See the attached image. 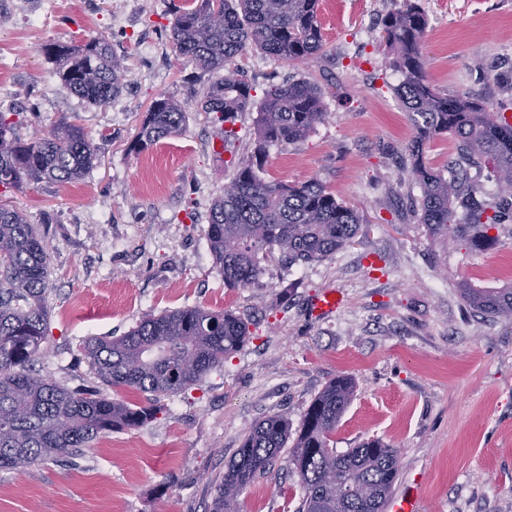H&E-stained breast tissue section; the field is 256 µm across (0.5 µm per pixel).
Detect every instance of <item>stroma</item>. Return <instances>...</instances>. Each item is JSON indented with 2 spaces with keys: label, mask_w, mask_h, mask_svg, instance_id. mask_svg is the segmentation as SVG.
Masks as SVG:
<instances>
[{
  "label": "stroma",
  "mask_w": 512,
  "mask_h": 512,
  "mask_svg": "<svg viewBox=\"0 0 512 512\" xmlns=\"http://www.w3.org/2000/svg\"><path fill=\"white\" fill-rule=\"evenodd\" d=\"M428 18L422 53L433 85L512 116V0H416ZM185 0H0V81L23 138L47 136L71 115L98 144L83 179L43 181L0 196L43 236L49 265V329L36 370L69 389L92 386L129 403L145 396L104 384L85 359L90 337L124 335L147 314L183 307L230 310L248 324L245 344L160 412L114 431L77 457L0 470V512H211L245 436L278 413L298 431L326 383L346 375L355 397L336 427L337 451L366 438L395 448V493L414 490L419 512H512V322L471 310L463 283L508 288L512 224L495 245L446 244L410 210L419 185L403 171L415 130L395 94L380 21L394 0H320L324 48L289 64L254 46L234 60L257 100L270 85L304 79L327 116L302 141L269 147L266 180H319L363 221L335 253L289 264L261 254L263 273L228 288L210 254V209L235 166L256 146L258 108L236 113L229 142L199 101L211 73L174 52L169 26ZM106 39L129 70L110 105H90L56 77L48 43ZM185 107L179 134L133 142L151 103ZM340 294L332 314L313 303ZM283 448L237 512H296L300 479Z\"/></svg>",
  "instance_id": "obj_1"
}]
</instances>
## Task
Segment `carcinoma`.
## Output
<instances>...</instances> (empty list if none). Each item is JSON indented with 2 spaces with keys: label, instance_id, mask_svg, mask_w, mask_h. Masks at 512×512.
<instances>
[{
  "label": "carcinoma",
  "instance_id": "carcinoma-1",
  "mask_svg": "<svg viewBox=\"0 0 512 512\" xmlns=\"http://www.w3.org/2000/svg\"><path fill=\"white\" fill-rule=\"evenodd\" d=\"M319 0H194L174 13L169 30L173 49L203 71L217 75L203 94L205 112L230 121L252 104V87L237 77L233 60L248 45L290 64L319 55L324 35ZM427 16L414 0L388 12L383 40L392 51L389 69L401 75L396 92L411 114L410 174L421 186L415 202L419 222L443 239L473 226L496 229L512 222V120L490 112L467 96H450L427 78L421 46ZM42 52L57 63L56 74L90 105L118 97L127 70L109 44L93 38L79 45L47 44ZM326 115L319 89L306 80H286L265 92L257 119L253 159L237 165L228 189L214 202L207 241L228 288L259 278L260 253L279 249L292 263L328 256L359 231L358 214L316 179L286 184L262 177L265 149L304 140ZM185 112L162 95L153 101L137 134L147 146L180 131ZM448 134L458 143L451 174L425 160V145ZM98 146L70 120L44 138L26 140L11 114L0 112V187L18 189L43 180L81 179ZM488 169L501 193L479 198L464 183L466 167ZM467 304L512 320V288H462ZM48 257L44 238L26 216L0 204V469L22 470L52 456H76L116 429H136L151 421L152 402L128 403L93 389L70 390L35 374L48 335ZM244 320L226 310L200 307L148 314L122 336L90 338L84 355L112 387H130L155 399L189 389L224 364L246 341ZM355 396V384L339 375L310 404L288 463L301 481L297 512H383L398 477L396 452L367 439L339 452L336 427ZM290 436L288 418L264 417L244 440L224 471L212 512H232L237 497L268 473Z\"/></svg>",
  "mask_w": 512,
  "mask_h": 512
}]
</instances>
